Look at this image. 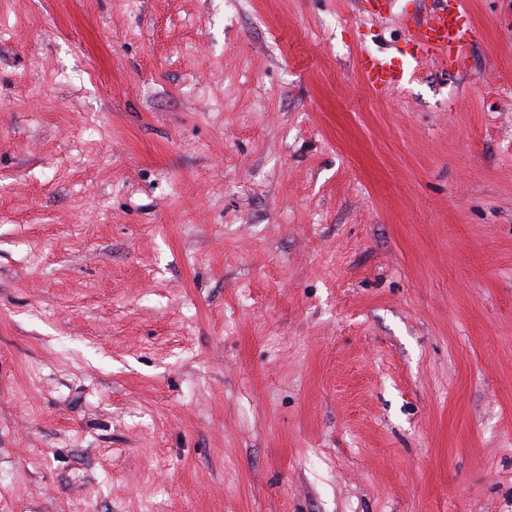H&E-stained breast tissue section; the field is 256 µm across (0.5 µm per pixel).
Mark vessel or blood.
<instances>
[{"instance_id": "vessel-or-blood-1", "label": "vessel or blood", "mask_w": 512, "mask_h": 512, "mask_svg": "<svg viewBox=\"0 0 512 512\" xmlns=\"http://www.w3.org/2000/svg\"><path fill=\"white\" fill-rule=\"evenodd\" d=\"M475 35L462 0H448L446 6L424 18L413 19L408 42L419 52L454 64L461 61ZM361 65L374 88L397 87L405 76V64L397 56L369 54L362 58Z\"/></svg>"}]
</instances>
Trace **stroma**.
I'll return each mask as SVG.
<instances>
[{
    "instance_id": "stroma-1",
    "label": "stroma",
    "mask_w": 512,
    "mask_h": 512,
    "mask_svg": "<svg viewBox=\"0 0 512 512\" xmlns=\"http://www.w3.org/2000/svg\"><path fill=\"white\" fill-rule=\"evenodd\" d=\"M0 0V512H512V0ZM476 32L470 26L462 0H448V5L424 18H413L408 29V43L420 54L448 59V65L461 61ZM361 65L372 88L397 87L405 76L404 61L397 56L367 54L362 58Z\"/></svg>"
}]
</instances>
